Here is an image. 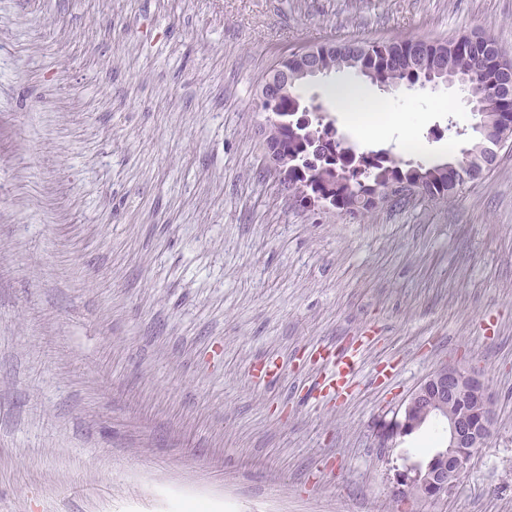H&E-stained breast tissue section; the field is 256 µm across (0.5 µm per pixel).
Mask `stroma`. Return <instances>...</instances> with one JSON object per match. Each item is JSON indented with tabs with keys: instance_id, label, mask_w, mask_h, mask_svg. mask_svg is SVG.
<instances>
[{
	"instance_id": "stroma-1",
	"label": "stroma",
	"mask_w": 512,
	"mask_h": 512,
	"mask_svg": "<svg viewBox=\"0 0 512 512\" xmlns=\"http://www.w3.org/2000/svg\"><path fill=\"white\" fill-rule=\"evenodd\" d=\"M474 32L512 56V0H0V512H512V146L355 219L294 204L256 109L285 51ZM338 84L387 113L374 149L470 146L460 86L302 95ZM331 340L368 353L315 401ZM443 362L480 373L493 433L452 494L404 501L447 427L376 425Z\"/></svg>"
}]
</instances>
